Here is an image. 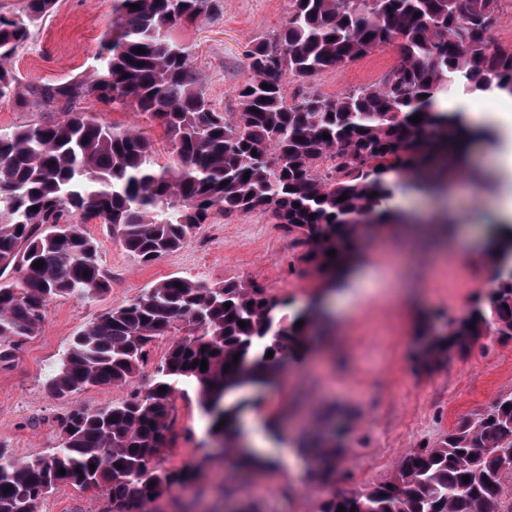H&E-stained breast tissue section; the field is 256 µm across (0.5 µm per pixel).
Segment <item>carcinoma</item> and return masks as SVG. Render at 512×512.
I'll return each instance as SVG.
<instances>
[{
  "label": "carcinoma",
  "mask_w": 512,
  "mask_h": 512,
  "mask_svg": "<svg viewBox=\"0 0 512 512\" xmlns=\"http://www.w3.org/2000/svg\"><path fill=\"white\" fill-rule=\"evenodd\" d=\"M495 2L290 0L283 30L245 51L249 76L238 87L237 109L220 112L206 96L191 48L171 37L211 17L219 0H112L93 79L33 87L35 101L61 116L0 131V367H11L26 340L38 335L52 300L109 291L98 243L83 229L93 219L151 263L180 250L219 213H268L305 247L301 261L309 271L334 284L371 226L396 221L385 206L395 192L439 191L465 170L470 146L494 134L489 125L432 104L450 82L471 93L512 95V52L491 51L484 38ZM55 4L26 0L22 14L0 15V98L17 94L10 61ZM393 41L401 42V61L380 83L333 99L284 93L287 75L311 78ZM90 96L157 119L170 161L159 163L142 130L77 110ZM414 115L419 122H410ZM326 159L333 163L323 169ZM487 247L497 263L493 289L446 329L423 334L425 363L465 354L489 336L512 341V224L491 225ZM38 260L43 265L36 269ZM283 307L255 280L171 276L87 323L48 379L60 399L129 383L152 342L172 341L147 390L95 408L75 404L58 415L62 442L50 454L17 457L0 444V512H39L60 485L103 490L104 512H158L154 504L172 487L200 477L161 464L175 441L179 383L194 387L210 433L235 456L233 466L257 467L241 442L247 401L229 396L278 381L322 316L317 301L289 318ZM204 359L207 370L193 365ZM316 437L313 485L334 477L346 447V433L332 419ZM341 507L512 512V393L411 453L385 482L333 495L317 512Z\"/></svg>",
  "instance_id": "cac0c4a2"
}]
</instances>
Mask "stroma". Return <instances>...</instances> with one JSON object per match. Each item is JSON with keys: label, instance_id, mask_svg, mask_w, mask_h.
<instances>
[{"label": "stroma", "instance_id": "stroma-1", "mask_svg": "<svg viewBox=\"0 0 512 512\" xmlns=\"http://www.w3.org/2000/svg\"><path fill=\"white\" fill-rule=\"evenodd\" d=\"M220 4L213 18L176 29L173 37L192 46L209 99L218 110L230 112L236 107L238 86L248 77L246 47L284 27L289 0H220ZM111 18L112 0H58L53 13L11 61L18 93L0 99V129L48 119L43 108L28 104L31 86L91 77L101 35ZM400 57V45L395 42L308 81L286 79L284 92L334 97L379 82ZM79 108L119 127H139L154 141L159 162H166L164 130L149 115L92 96L82 100ZM500 191L495 183L481 192L458 177L440 198L397 192L387 207L397 216H419L415 229L425 241L422 253L405 270H397L410 248L403 224L363 242L359 261L338 285L351 302L335 318L324 343L290 361L279 383L242 391L248 416L262 410L284 414L289 408L305 407L318 422L328 409H335L337 421L346 424L349 433L330 483L311 485L302 478L293 487L282 467L255 470L246 480L226 483L221 440L210 434L194 394H180L175 400L179 439L163 464L200 469L205 494L197 496V488L190 485L172 488L157 501L158 512H174L179 504L189 506L191 512H224L228 484L234 489L235 504L245 512H316L325 497L368 490L386 481L410 453L434 444L463 416L512 392V342L484 339L469 354L449 355L428 368L416 359L425 323L440 327L461 317L487 291L491 279L485 250L438 249L426 239L427 221L449 210L456 214L460 228L483 237L487 225L496 221L491 203ZM84 230L99 244L102 265L112 277L111 289L90 301L53 300L40 333L23 346L11 368L0 369V443L20 457L49 454L61 442L55 418L67 404L53 396L47 379L68 340L86 323L138 296L149 284L170 276H199L211 282L252 279L286 300L290 314L302 309L320 286L300 261L299 249L264 213L232 220L216 217L202 225L181 250L149 264L125 251L97 221L87 222ZM399 272L425 283L422 306L405 311L388 303ZM169 343L165 337L152 344L148 362L131 383L90 388L78 395V402L97 407L148 388ZM105 500L100 490L62 486L44 501L40 512H102Z\"/></svg>", "mask_w": 512, "mask_h": 512}]
</instances>
